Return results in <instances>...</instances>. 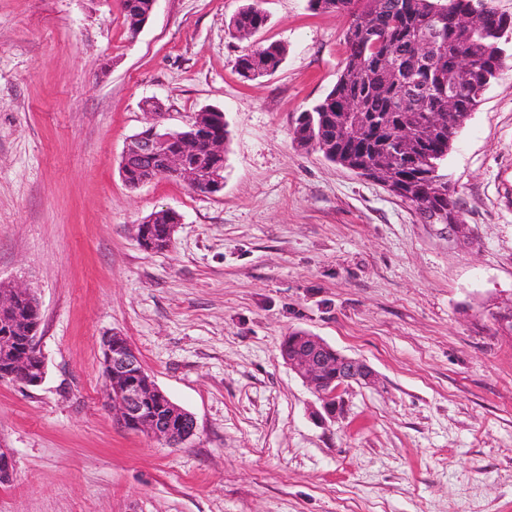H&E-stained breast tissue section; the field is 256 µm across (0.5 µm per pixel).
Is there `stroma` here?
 Wrapping results in <instances>:
<instances>
[{"label":"stroma","mask_w":512,"mask_h":512,"mask_svg":"<svg viewBox=\"0 0 512 512\" xmlns=\"http://www.w3.org/2000/svg\"><path fill=\"white\" fill-rule=\"evenodd\" d=\"M157 0L130 33L122 0H0V282L40 303L42 385L0 382V512H512V59L442 165L458 239L381 184L296 147L335 84L347 16L261 0ZM285 48L248 81L239 56ZM161 102L169 128L223 111L224 189L121 154ZM175 210L171 247L137 239ZM364 360L327 413L281 358L289 332ZM125 336L196 420L172 448L117 424L101 338ZM243 6L230 20L228 31L234 38H244L248 32H257L265 25L266 16L258 1Z\"/></svg>","instance_id":"obj_1"}]
</instances>
